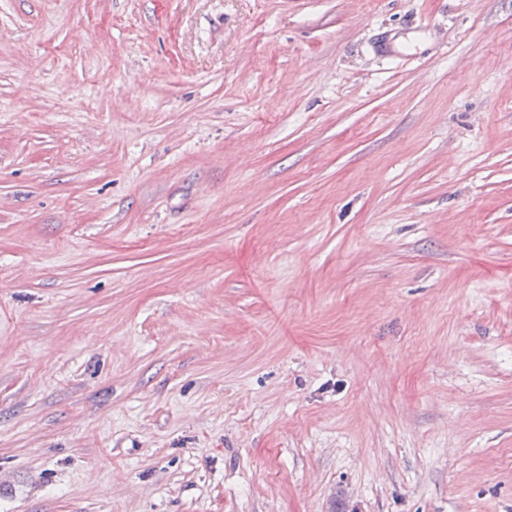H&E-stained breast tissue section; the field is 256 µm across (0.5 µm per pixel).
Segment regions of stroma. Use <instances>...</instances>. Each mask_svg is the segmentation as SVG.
<instances>
[{"label": "stroma", "mask_w": 512, "mask_h": 512, "mask_svg": "<svg viewBox=\"0 0 512 512\" xmlns=\"http://www.w3.org/2000/svg\"><path fill=\"white\" fill-rule=\"evenodd\" d=\"M0 512H512V0H0Z\"/></svg>", "instance_id": "stroma-1"}]
</instances>
